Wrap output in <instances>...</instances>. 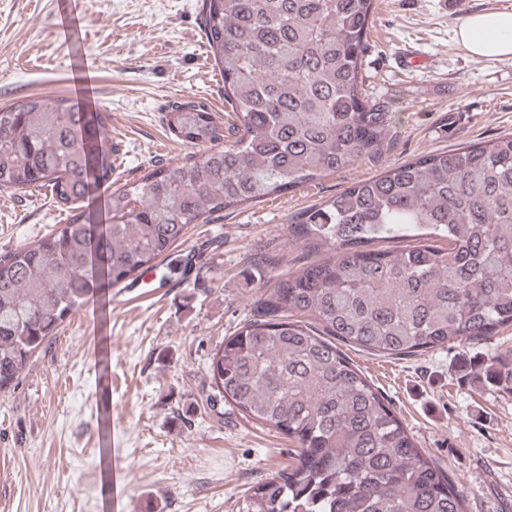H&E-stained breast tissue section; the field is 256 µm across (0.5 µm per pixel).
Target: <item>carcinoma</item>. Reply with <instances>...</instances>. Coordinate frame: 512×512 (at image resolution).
<instances>
[{
  "mask_svg": "<svg viewBox=\"0 0 512 512\" xmlns=\"http://www.w3.org/2000/svg\"><path fill=\"white\" fill-rule=\"evenodd\" d=\"M202 10L233 123L194 99L175 104L167 129L194 151L136 182L112 180L108 113L35 95L0 108V190L48 187L67 212L0 252V393L96 290L155 269L193 225L381 151L395 113L362 87L374 0ZM414 231L435 242L382 246ZM288 241L312 260L262 293L210 357L219 395L298 445L291 466L248 489L244 512H466L336 341L412 356L512 326V132L354 183L292 215Z\"/></svg>",
  "mask_w": 512,
  "mask_h": 512,
  "instance_id": "carcinoma-1",
  "label": "carcinoma"
}]
</instances>
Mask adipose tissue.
<instances>
[{
    "mask_svg": "<svg viewBox=\"0 0 512 512\" xmlns=\"http://www.w3.org/2000/svg\"><path fill=\"white\" fill-rule=\"evenodd\" d=\"M456 40L473 56L512 57V11L489 10L467 15L455 30Z\"/></svg>",
    "mask_w": 512,
    "mask_h": 512,
    "instance_id": "ef3b65f1",
    "label": "adipose tissue"
}]
</instances>
